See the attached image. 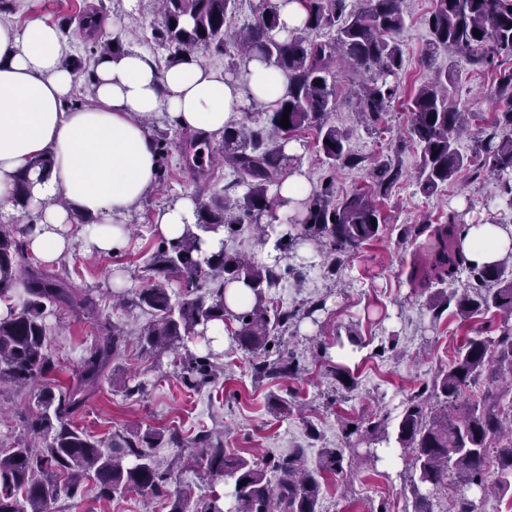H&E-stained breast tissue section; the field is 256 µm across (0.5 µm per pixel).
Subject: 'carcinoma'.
<instances>
[{"instance_id":"carcinoma-1","label":"carcinoma","mask_w":512,"mask_h":512,"mask_svg":"<svg viewBox=\"0 0 512 512\" xmlns=\"http://www.w3.org/2000/svg\"><path fill=\"white\" fill-rule=\"evenodd\" d=\"M156 2L163 21L153 28V37L169 51L168 67L193 58L197 49L234 53L282 72L287 89L253 123L225 125L224 151L218 156L198 155L208 147L207 136L185 133V150L193 152L199 176H205V167L222 163L233 180L219 190L203 185L206 199L197 207L196 222L186 226L181 236L157 244L147 262L146 285L122 295L123 304L152 310L153 319L139 337L149 353L173 350L184 337L204 335L212 324L228 319L236 322L234 341L255 355L251 364L255 378L294 376L301 365L295 357L280 354V334L300 312L310 315L322 303L303 309L273 306L270 293L289 281L301 286L307 271L278 261L259 263L222 248L207 253L202 244L220 233L235 238L250 229L263 242L273 241V248L286 256L298 240H310L327 254V271L335 274L348 253L377 238L383 224L377 199L402 180L403 170L388 159L373 168L369 190L336 195L332 172L358 167L363 159L350 149V132L331 123L330 114L340 104L338 79L346 76L352 82L348 102L361 122L372 130L383 123L401 94L404 55L396 35L404 25L408 0H298L305 19L283 39L278 37L274 0H260L254 20L231 33L224 24L236 0ZM103 18L100 9L81 15L85 52L93 59L103 55L115 59L124 49L119 39L100 37ZM424 23L432 35L425 53L432 75L406 103L411 141L420 152L417 187L429 196L471 164L457 148L458 137L473 120L454 98L457 58L463 57L494 74L499 103L494 129L477 143L479 160L472 181L479 180L483 169L497 174L500 197L512 206V66H504L512 59V0H433ZM475 29L480 36L473 35ZM440 49L448 51V67L435 69ZM285 113L288 128L280 126ZM311 128L317 132L318 150L330 175L299 203L293 231L280 234L262 218L274 202L271 190L292 161L284 152L285 144ZM153 144L159 155L156 177L163 184L170 177L166 134H155ZM12 201L26 224H0V301L8 304V313L0 316V385L36 391L29 438L0 451V512H49V505L62 498H78L89 480L104 498L136 490L152 499L163 496L170 501L169 512H224L217 493L192 509L186 497L171 490L169 474L160 470L152 453L163 433L149 427L140 434H114L102 441L74 425L73 416L99 393L126 341L125 332L100 312L92 291L28 260L27 237L34 218L27 174L16 177ZM464 231L465 225L452 220L426 243L431 275L439 284L426 300L431 321L437 323L451 306L462 322L491 309L502 314V321L495 336L473 330L448 369L402 403L395 442L406 465L412 512H434L433 499L446 489L456 492L453 512H475L472 492L482 497L493 490L500 496L512 492V399L505 404L503 394L490 388L479 403H459L465 389L482 381L512 382V252L491 264L470 266L458 245ZM463 270L468 272V286L452 287ZM174 276L183 281L178 293L168 288ZM231 281L244 282L252 293V302L239 312L226 307L224 287ZM49 308L68 312L76 322L91 320L96 331V341L64 388L51 378L56 362L47 341ZM181 366L185 385L195 389L211 383L218 370L210 349L186 353ZM388 425L389 417L380 416L354 432L361 440L374 437L388 443ZM196 443L209 469L231 484L230 512H321L325 475L343 474L344 461L355 456V449L348 446L323 448L311 467L305 449L294 448L259 465L225 455L223 445L209 434Z\"/></svg>"}]
</instances>
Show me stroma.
I'll use <instances>...</instances> for the list:
<instances>
[{
  "instance_id": "1",
  "label": "stroma",
  "mask_w": 512,
  "mask_h": 512,
  "mask_svg": "<svg viewBox=\"0 0 512 512\" xmlns=\"http://www.w3.org/2000/svg\"><path fill=\"white\" fill-rule=\"evenodd\" d=\"M100 6L107 10L104 38L119 39L124 48L144 52L158 70H165L168 53L151 37L152 27L162 22L154 0H14L7 20L20 26L38 18L56 25L65 16L78 21L83 11ZM431 8L432 0H409L407 6L399 34L404 51L403 97L429 76L422 59L431 35L423 17ZM493 90L491 74L459 62L458 96L477 114V128L492 127ZM337 91L342 103L331 120L349 129L351 150L368 163L394 155L404 177L380 201L384 222L378 237L349 254L338 273L324 274L328 259L312 243L286 256V263L312 262L317 270L308 275L304 287L285 284L272 293V300L289 306L324 303L286 336L287 350L302 365L297 375L283 381L256 380L250 354L230 339L218 352L223 372L217 383L199 392L190 390L181 382L170 356L159 358L142 349L138 334L148 314L129 310L117 301L118 293L146 282L145 264L160 239L155 230L158 212L180 198L199 196L201 185L180 153L182 130L168 115L151 117L147 125L150 132L168 137L172 177L147 190L136 210L137 224L127 225L122 242L111 253H91L83 230L94 219L75 214L70 228L72 246L54 263L77 286L94 289L101 313L111 315L126 331L125 345L113 363L117 377L134 375L146 384L143 394L129 397L113 388L111 381H104L98 396L74 416L75 425L97 438L116 431L132 435L149 427L177 432L180 446L155 449L154 455L162 465L173 468V489L190 499L225 491L223 478L213 476L197 458L194 440L200 432L222 439L226 453L232 455L262 459L300 447L313 461L321 448L343 444L349 424L376 415H397L408 396L447 369L468 332L448 314L435 324L429 320L428 291L422 286L425 258L418 251L427 241L419 233L421 226L447 224L452 215L465 224L494 220L512 225V207L501 199L499 180L492 173H485L477 184L471 183L469 173H462L429 197L419 191L415 184L419 155L409 142L403 98L394 103L382 130L370 133L358 126L354 107L346 101L347 83L339 82ZM46 322L49 348L58 365L54 377L58 384L69 383L94 341V326L89 321H74L62 311L49 313ZM392 341L404 351V359L376 355L379 345ZM318 346L325 351L320 358L311 354ZM341 373L352 378V385L340 384L337 376ZM273 394L287 397V410L272 409L269 397ZM31 401V389L0 390V449L11 447L26 433ZM404 468V460L395 453L377 462L358 454L350 471L326 477L322 512H371L383 501L391 512H405L412 493L400 477ZM50 512L159 510L157 502L147 501L136 491L105 500L91 488L80 500H59Z\"/></svg>"
}]
</instances>
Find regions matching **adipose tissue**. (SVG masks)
Masks as SVG:
<instances>
[{
	"label": "adipose tissue",
	"mask_w": 512,
	"mask_h": 512,
	"mask_svg": "<svg viewBox=\"0 0 512 512\" xmlns=\"http://www.w3.org/2000/svg\"><path fill=\"white\" fill-rule=\"evenodd\" d=\"M246 83L188 61L158 74L142 52L104 55L95 66L93 106L72 109L74 73L64 61L57 29L41 19L0 22V207L27 172L36 216L28 251L52 263L69 249L74 213L97 217L89 250L118 244L128 213L155 180L158 167L146 118L167 112L187 130L219 138L240 115L246 96L270 103L286 91L285 76L251 61ZM51 154L49 171L32 162ZM461 250L476 266L512 251V225L473 224Z\"/></svg>",
	"instance_id": "obj_1"
}]
</instances>
